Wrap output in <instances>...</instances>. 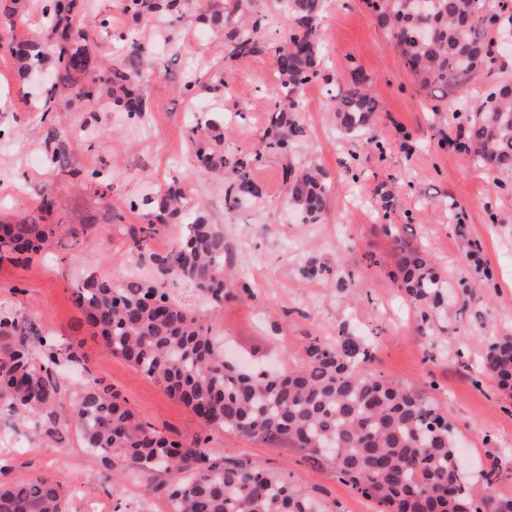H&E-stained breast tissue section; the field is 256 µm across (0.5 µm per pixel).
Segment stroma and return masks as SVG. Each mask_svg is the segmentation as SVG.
Here are the masks:
<instances>
[{
  "instance_id": "35a3bbf8",
  "label": "stroma",
  "mask_w": 512,
  "mask_h": 512,
  "mask_svg": "<svg viewBox=\"0 0 512 512\" xmlns=\"http://www.w3.org/2000/svg\"><path fill=\"white\" fill-rule=\"evenodd\" d=\"M262 18L268 49L227 58L233 23L210 17L222 6ZM87 17H107L89 49L98 63L133 60L141 70L147 107L131 118L105 99L92 107L68 106L57 87L54 111L44 117L45 80L56 70L46 39L41 0H0V40L37 45L39 77L24 76L16 59L0 50V223L40 218L45 224H91L94 240L63 235L40 253L0 262V305L13 308L40 334L77 347L93 376L112 386L138 418L184 441L206 439L252 468L283 475L311 494L318 512H377L325 465L308 462L297 448L274 446L228 430L204 426L165 389L93 336L73 301V289L89 274L116 277L148 261L131 253L130 232L144 224L130 201L179 180L196 193V209L224 230L227 255L249 281V299L225 302L205 316L244 362L285 370L299 363L310 337L328 338L340 327L372 335L371 369L416 387L445 414L462 448L464 468L496 464L495 494L512 497V395L482 371L490 342L512 336V172H488L460 149L463 131L441 99L421 91L386 25L366 0H324L319 19L323 62L303 88L295 117L303 134L293 153L264 152L251 170L258 197L227 209L225 180L200 175L192 135H221L225 155L262 149L270 126L278 79L272 46L283 18L277 0H186L180 16L134 19L125 0H90ZM143 53L132 57V45ZM225 86L211 87L213 75ZM362 75L379 107L375 125L356 136L341 132L331 89ZM67 134L74 167L99 172L100 183L65 179L57 167L30 166L46 154L49 127ZM316 165L327 174L330 197L324 215L304 220L288 202L286 166ZM57 201L41 213L44 189ZM392 190L399 204L383 218L380 195ZM413 227L412 242L430 254L458 307L457 315L434 318L428 336L417 330L413 306L391 277L397 255L384 221ZM468 228L457 235L456 225ZM493 275L483 283L466 257L470 245ZM380 265H368L369 253ZM317 256L355 276L353 294L325 281L301 278L304 261ZM0 460L10 483L36 477L61 482L68 512H161L165 501L151 493L156 478L140 475L113 483L111 471L85 448L75 431L46 441L29 419L0 416Z\"/></svg>"
}]
</instances>
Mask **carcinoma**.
Here are the masks:
<instances>
[{"mask_svg":"<svg viewBox=\"0 0 512 512\" xmlns=\"http://www.w3.org/2000/svg\"><path fill=\"white\" fill-rule=\"evenodd\" d=\"M476 2L427 0L425 14L417 16L415 0H370L394 31L404 66L423 90L447 99L458 116L474 163L489 171H510L512 81L488 84L471 104L468 98L471 80L495 60L496 49L487 40L494 27L491 18L504 19L499 40L512 37V0H482L480 7ZM280 7L284 25L276 58L282 96L273 105L265 149L286 153L302 134L287 112L297 111L304 85L318 72L323 0H280ZM182 8L183 0H126L127 11L136 18L177 14ZM42 13L52 33L62 36L54 45L55 79L68 83L73 101L90 104L108 96L130 114L144 110L146 97L132 66L114 62L101 75L88 48L69 46L71 34L83 39L75 25L78 0H45ZM259 28L256 20L251 28L230 33L228 56L263 53ZM4 48L15 56L23 75L40 56L31 45L0 44ZM362 83L357 75L350 88L331 96L346 134L369 128L378 110ZM192 142L203 174L230 168L227 205L259 195L249 173L260 152L228 161L218 139L195 136ZM46 145L66 175L88 178L70 166L61 132L53 131ZM285 178L289 202L307 220L319 219L330 192L319 168L288 166ZM139 207L147 221L139 229L144 236L186 212L178 188L130 204L132 210ZM384 229L400 255L395 282L414 305L422 330L448 306L442 276L399 225ZM56 231L24 221L0 224V260L39 252ZM225 255L224 231L199 214L170 250L149 253L151 273L120 284L89 275L74 289V301L112 353L162 385L203 424L301 448L309 459L330 465L337 478L362 496L377 501L381 512H512V498L493 496L496 464L478 474L484 494H476L473 478L458 464L452 432L438 406L415 388L369 369L371 338L344 327L329 340L314 336L303 345L300 365L279 373L245 371L227 361L213 326L175 295L185 289L212 307L251 296L246 282L224 270ZM299 273L306 280H333L339 288H351L350 281L315 256L306 259ZM31 331L30 323L0 306V405L17 416L36 418L47 438L72 428L85 447L97 450L106 467L168 476L151 491L165 497L173 512H313L311 499L283 476L234 462L197 440L172 439L140 420L98 378L86 374L66 384L58 369L83 364V356L45 337L37 354L29 344ZM483 370L499 386L512 389V336L490 343ZM0 512H67L66 493L59 482L46 478L1 483Z\"/></svg>","mask_w":512,"mask_h":512,"instance_id":"cac0c4a2","label":"carcinoma"}]
</instances>
